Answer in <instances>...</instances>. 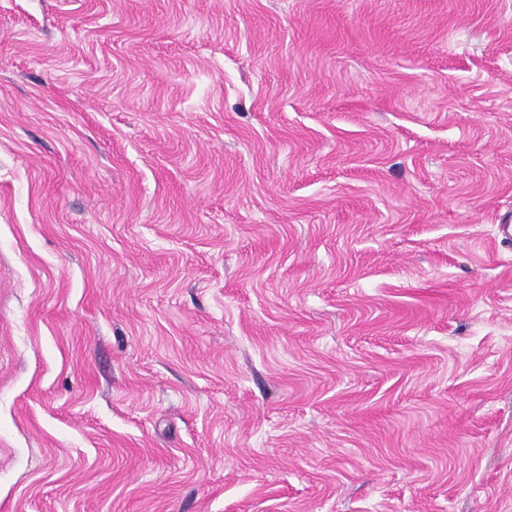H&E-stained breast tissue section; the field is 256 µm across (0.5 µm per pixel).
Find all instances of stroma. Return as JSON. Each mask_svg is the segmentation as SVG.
Segmentation results:
<instances>
[{"mask_svg": "<svg viewBox=\"0 0 512 512\" xmlns=\"http://www.w3.org/2000/svg\"><path fill=\"white\" fill-rule=\"evenodd\" d=\"M512 0H0V512H512Z\"/></svg>", "mask_w": 512, "mask_h": 512, "instance_id": "obj_1", "label": "stroma"}]
</instances>
